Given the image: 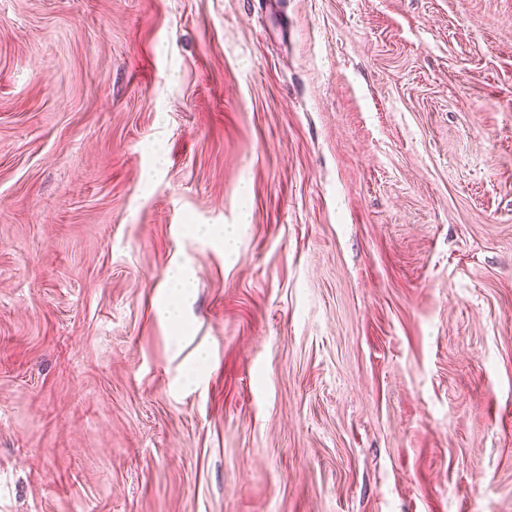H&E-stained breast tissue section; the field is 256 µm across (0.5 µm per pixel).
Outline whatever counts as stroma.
Returning a JSON list of instances; mask_svg holds the SVG:
<instances>
[{
    "mask_svg": "<svg viewBox=\"0 0 512 512\" xmlns=\"http://www.w3.org/2000/svg\"><path fill=\"white\" fill-rule=\"evenodd\" d=\"M0 512H512V0H0Z\"/></svg>",
    "mask_w": 512,
    "mask_h": 512,
    "instance_id": "1",
    "label": "stroma"
}]
</instances>
